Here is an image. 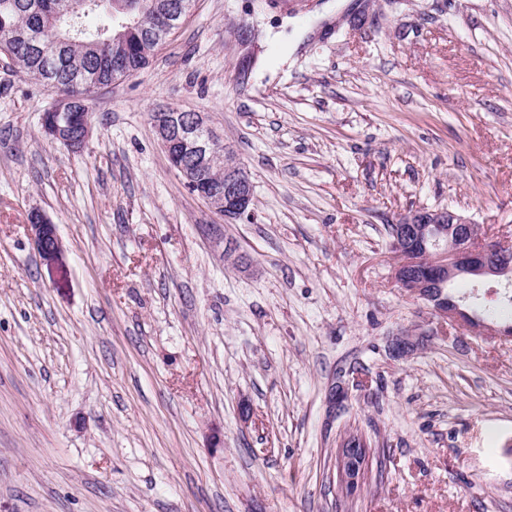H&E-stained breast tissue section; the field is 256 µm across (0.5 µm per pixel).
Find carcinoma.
Wrapping results in <instances>:
<instances>
[{"label": "carcinoma", "mask_w": 512, "mask_h": 512, "mask_svg": "<svg viewBox=\"0 0 512 512\" xmlns=\"http://www.w3.org/2000/svg\"><path fill=\"white\" fill-rule=\"evenodd\" d=\"M192 0H0V38L10 40L9 54L18 72L42 82L55 92H69L92 84H112V65H130L140 70L154 53L142 54L137 44L112 45V35L132 26L150 35L156 31L169 36L183 15L178 4ZM31 32L44 47L62 41L55 53H43L15 37V28ZM476 301L482 316L497 321L512 315V294L490 304Z\"/></svg>", "instance_id": "obj_1"}]
</instances>
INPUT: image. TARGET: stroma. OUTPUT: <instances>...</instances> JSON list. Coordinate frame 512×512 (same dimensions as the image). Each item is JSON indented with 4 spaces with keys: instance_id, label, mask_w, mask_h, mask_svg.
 Listing matches in <instances>:
<instances>
[{
    "instance_id": "35a3bbf8",
    "label": "stroma",
    "mask_w": 512,
    "mask_h": 512,
    "mask_svg": "<svg viewBox=\"0 0 512 512\" xmlns=\"http://www.w3.org/2000/svg\"><path fill=\"white\" fill-rule=\"evenodd\" d=\"M54 103L0 50V512H512V336L400 288L388 234L512 240V0H195L83 149ZM161 107L206 113L250 219L189 191ZM350 431L385 454L348 497ZM30 230L39 257L46 262L55 259L60 251V240L54 224L39 212L30 216Z\"/></svg>"
}]
</instances>
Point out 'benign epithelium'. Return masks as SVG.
<instances>
[{
  "label": "benign epithelium",
  "mask_w": 512,
  "mask_h": 512,
  "mask_svg": "<svg viewBox=\"0 0 512 512\" xmlns=\"http://www.w3.org/2000/svg\"><path fill=\"white\" fill-rule=\"evenodd\" d=\"M93 88L76 96L59 95L53 108L43 114L45 135L71 149L83 147L92 135L89 100ZM152 123L169 159L183 174L193 193L204 199L224 218L241 220L252 215L253 184L233 153L213 152L207 136L208 121L202 112L172 114L159 109ZM224 174V189L216 190L199 181L197 174L209 168ZM394 241V278L403 288L428 301L434 312L451 323L473 331L484 322L469 315L452 300L437 304L434 287L463 274L502 277L512 272V242H481L479 225L450 210L415 209L401 216ZM30 230L39 257L50 262L60 251L55 225L39 212L30 216ZM370 453L366 440L351 435L336 452L339 486L347 493L365 479Z\"/></svg>",
  "instance_id": "1"
}]
</instances>
